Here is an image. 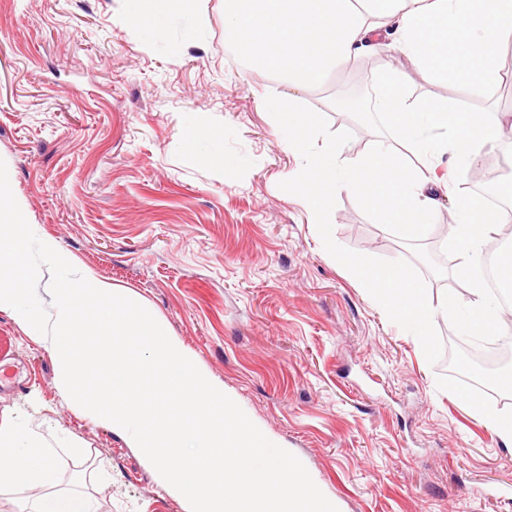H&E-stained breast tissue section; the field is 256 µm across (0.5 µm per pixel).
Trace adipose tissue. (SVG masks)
I'll return each mask as SVG.
<instances>
[{
    "mask_svg": "<svg viewBox=\"0 0 512 512\" xmlns=\"http://www.w3.org/2000/svg\"><path fill=\"white\" fill-rule=\"evenodd\" d=\"M135 25L198 15L202 0H130ZM224 40L253 66L298 90L351 59L393 47L434 80L486 96L512 44V0H225ZM58 455L0 421V494L16 512H98L92 493L55 489Z\"/></svg>",
    "mask_w": 512,
    "mask_h": 512,
    "instance_id": "ef3b65f1",
    "label": "adipose tissue"
}]
</instances>
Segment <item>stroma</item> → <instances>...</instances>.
Returning <instances> with one entry per match:
<instances>
[{
    "label": "stroma",
    "mask_w": 512,
    "mask_h": 512,
    "mask_svg": "<svg viewBox=\"0 0 512 512\" xmlns=\"http://www.w3.org/2000/svg\"><path fill=\"white\" fill-rule=\"evenodd\" d=\"M364 62L300 98L351 132L348 158L377 139L333 105ZM288 92L225 46L224 0L160 35L130 22L127 0H0V159L36 236L133 292L339 512H512V447L471 406L509 412L512 396L428 363L325 251L279 187L299 159L264 100ZM194 130L222 140L188 151ZM332 225L341 246L413 263L430 298L469 299L459 258L435 276L347 192ZM0 336V417L66 449L57 487L82 472L102 512H189L130 434L75 410L37 331L0 311Z\"/></svg>",
    "instance_id": "35a3bbf8"
}]
</instances>
